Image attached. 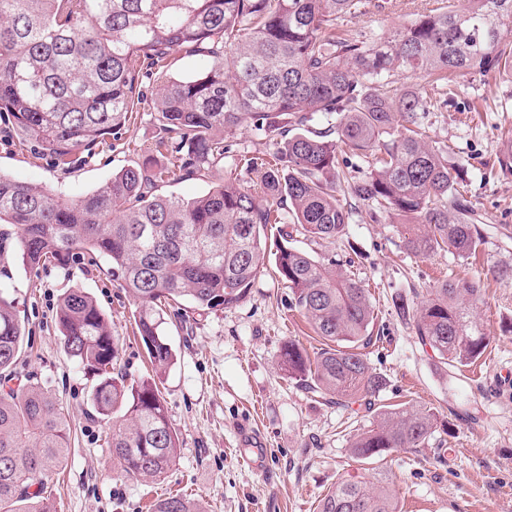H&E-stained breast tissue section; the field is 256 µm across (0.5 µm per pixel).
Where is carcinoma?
Segmentation results:
<instances>
[{
    "label": "carcinoma",
    "instance_id": "cac0c4a2",
    "mask_svg": "<svg viewBox=\"0 0 512 512\" xmlns=\"http://www.w3.org/2000/svg\"><path fill=\"white\" fill-rule=\"evenodd\" d=\"M372 0H0V119L17 141L63 165L120 139L145 100L160 129L178 137L171 159L121 167L97 190L71 201L0 175V224L17 228L16 256L27 268L100 257L112 281L138 304L136 323L154 374L127 379L117 369L119 337L81 288L60 297L56 320L64 352L96 377L91 407L111 424L112 462L128 477L158 481L175 465L180 439L157 387L177 362L160 332L163 307L218 310L240 303L269 259L317 336L314 359L282 348L288 374L341 407L371 418L350 444L363 464L397 448L429 443L436 416L425 406H385L386 378L373 369V306L344 264L288 245L267 244L270 224L293 221L313 241L336 243L349 220V196L403 221L416 255L446 251L467 259L482 235L458 186L463 170L448 151L426 144L419 113L445 112L448 94L429 96L417 79L444 87L458 73L512 76V0H448L406 26L379 35L336 32V22ZM205 58L203 69L168 77L172 51ZM404 80V87L395 83ZM325 121L313 129L315 116ZM251 126L276 142L272 158L230 154L226 140ZM372 158L358 178L348 156ZM226 166L224 180L192 198L160 192L182 176ZM255 177L258 198L240 173ZM482 298L475 278L446 280L399 317L439 367L465 366L490 344L473 320ZM24 330L0 291V382L15 379ZM70 414L31 379L0 390V512H52L45 480L64 462ZM152 512H201L172 494ZM319 512H397L396 492L376 481L342 479Z\"/></svg>",
    "mask_w": 512,
    "mask_h": 512
}]
</instances>
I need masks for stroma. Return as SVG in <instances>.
Listing matches in <instances>:
<instances>
[{
    "mask_svg": "<svg viewBox=\"0 0 512 512\" xmlns=\"http://www.w3.org/2000/svg\"><path fill=\"white\" fill-rule=\"evenodd\" d=\"M399 2L395 10L369 8L344 17L337 27L380 34L441 5ZM450 90L447 111L423 114L421 122L428 140L447 147L449 163L464 169L465 191L482 222L474 258L414 255L403 246L400 225L375 217L356 200L336 244L321 245L298 232L289 243L350 261L367 289L378 338L370 363L387 380L380 402H410L436 414L429 445L388 453L382 464L396 481L398 512H512V279L497 273L512 265V171L496 162L503 141L512 138V79L463 73ZM161 137L154 112L144 104L119 141L99 145L90 161L63 167L33 145H19L1 121L0 173L44 189L62 185L76 198L122 166L157 155ZM462 277L480 279L484 288L474 319L491 338L487 352L495 362L440 374L395 302ZM75 286L109 318L127 376L153 373L136 328V305L104 261L30 269L14 254H0V292L12 300L28 338L17 369L46 384L71 415L69 454L48 482L57 512H148L175 493L199 501L203 512H318L320 499L340 479L373 478V467L350 455V441L367 418L305 390L282 363L288 341L310 357L323 341L294 308L292 292L271 262L236 306L166 307L163 332L177 363L159 389L180 437V454L163 481L121 475L106 443L108 425L89 403L94 380L66 356L56 325L59 298ZM245 425L263 441L260 457L241 443Z\"/></svg>",
    "mask_w": 512,
    "mask_h": 512,
    "instance_id": "35a3bbf8",
    "label": "stroma"
}]
</instances>
